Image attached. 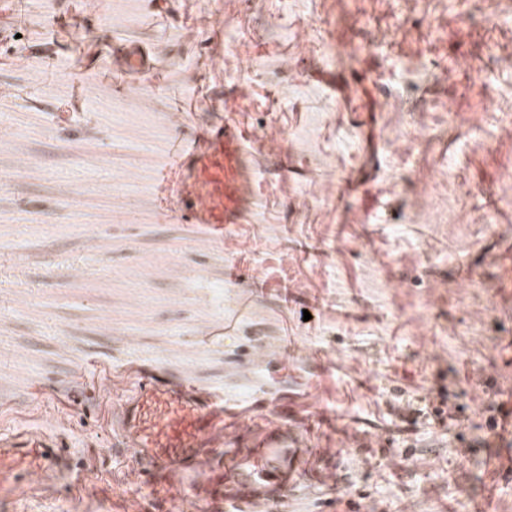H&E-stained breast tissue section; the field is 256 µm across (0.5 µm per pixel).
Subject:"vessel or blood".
<instances>
[{
	"label": "vessel or blood",
	"instance_id": "b4317fda",
	"mask_svg": "<svg viewBox=\"0 0 512 512\" xmlns=\"http://www.w3.org/2000/svg\"><path fill=\"white\" fill-rule=\"evenodd\" d=\"M120 70L134 80L150 67L139 45L123 47ZM245 145L233 126L217 123L201 139L176 138L170 168L157 181L181 223L223 240L224 227L240 211V176ZM224 398L186 379H161L155 365L140 367L119 406L116 440L130 449L142 498L170 505L184 502L227 512L256 502L280 506L295 483L299 440L285 426L253 443L241 457L224 442ZM62 440L43 432H0V512L28 494L34 475H75Z\"/></svg>",
	"mask_w": 512,
	"mask_h": 512
}]
</instances>
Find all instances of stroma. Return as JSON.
Returning a JSON list of instances; mask_svg holds the SVG:
<instances>
[{
	"mask_svg": "<svg viewBox=\"0 0 512 512\" xmlns=\"http://www.w3.org/2000/svg\"><path fill=\"white\" fill-rule=\"evenodd\" d=\"M330 20L358 53L327 62ZM0 31V427L170 512L112 440L141 360L222 391L241 442L312 430L285 512H512V434L485 426L512 408V0H0ZM130 43L140 82L113 74ZM432 59L448 80L381 93ZM219 121L247 147L215 242L160 218L155 175ZM442 390L460 421L416 416ZM34 487L16 512H106ZM116 61L119 69L133 80H139L145 76L150 67L147 55L137 44L123 47Z\"/></svg>",
	"mask_w": 512,
	"mask_h": 512,
	"instance_id": "obj_1",
	"label": "stroma"
}]
</instances>
